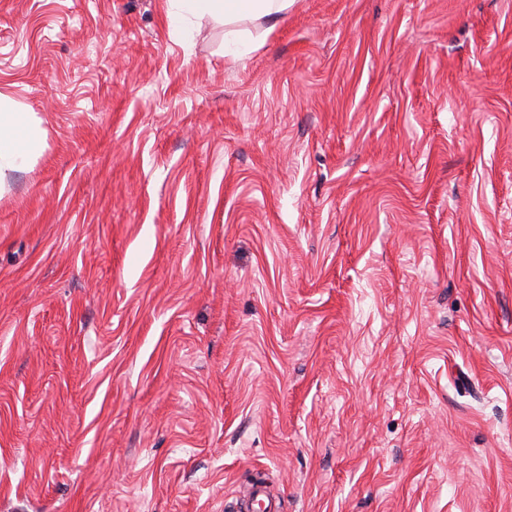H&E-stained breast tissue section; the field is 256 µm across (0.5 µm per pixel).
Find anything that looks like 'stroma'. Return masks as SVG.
<instances>
[{"instance_id": "stroma-1", "label": "stroma", "mask_w": 512, "mask_h": 512, "mask_svg": "<svg viewBox=\"0 0 512 512\" xmlns=\"http://www.w3.org/2000/svg\"><path fill=\"white\" fill-rule=\"evenodd\" d=\"M0 0V512H512V0ZM169 18L182 26L191 18L210 16L232 24L245 18H267L268 28L281 21L292 0H169ZM41 149V131L30 115L5 110L0 102V187L7 172L23 169ZM246 496L251 501L252 508L257 512H277L280 511V501L270 498L267 487L262 484H252Z\"/></svg>"}]
</instances>
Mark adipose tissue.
I'll use <instances>...</instances> for the list:
<instances>
[{
  "mask_svg": "<svg viewBox=\"0 0 512 512\" xmlns=\"http://www.w3.org/2000/svg\"><path fill=\"white\" fill-rule=\"evenodd\" d=\"M169 18L181 26L193 18L209 16L230 24L232 42L247 38L244 30L235 29V22L245 18H264L277 25L292 0H169ZM42 136L38 126L25 112H11L0 107V180L7 172L23 169L29 160L40 154Z\"/></svg>",
  "mask_w": 512,
  "mask_h": 512,
  "instance_id": "adipose-tissue-1",
  "label": "adipose tissue"
}]
</instances>
